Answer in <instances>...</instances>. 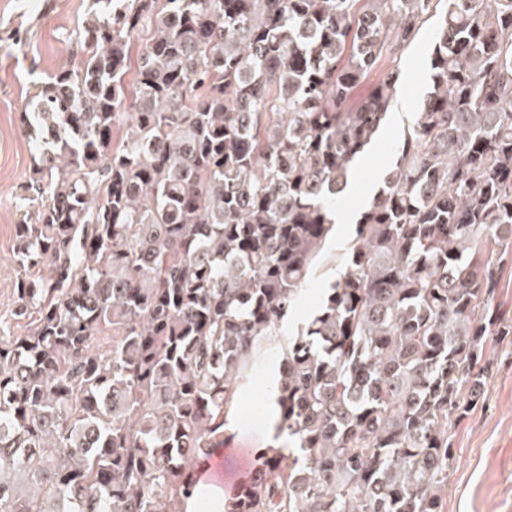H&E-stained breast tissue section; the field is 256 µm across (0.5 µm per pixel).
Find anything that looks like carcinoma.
<instances>
[{"instance_id": "1", "label": "carcinoma", "mask_w": 512, "mask_h": 512, "mask_svg": "<svg viewBox=\"0 0 512 512\" xmlns=\"http://www.w3.org/2000/svg\"><path fill=\"white\" fill-rule=\"evenodd\" d=\"M434 1L92 0L81 62L19 116L38 196L14 227L25 333L0 338V512H185L398 73L355 91ZM430 80L283 351L291 447L224 512H444L448 427L512 330V0H447Z\"/></svg>"}]
</instances>
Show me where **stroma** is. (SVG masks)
<instances>
[{
  "label": "stroma",
  "instance_id": "obj_1",
  "mask_svg": "<svg viewBox=\"0 0 512 512\" xmlns=\"http://www.w3.org/2000/svg\"><path fill=\"white\" fill-rule=\"evenodd\" d=\"M90 0H0V330L17 336L23 328L11 318L15 267V224L27 216L32 195L33 145L18 117L28 109L38 85L75 62L70 38L86 21ZM437 18L427 20L401 57L385 59L364 81L371 88L384 74L398 72L386 124L372 147L358 160L354 189L340 209L346 214L366 205L378 187L422 98L429 92L426 59ZM287 336L271 337L256 359L238 396L239 423L224 434L228 452L219 476L232 489L250 474L266 437L251 426L264 395L268 369L280 365ZM484 395L464 418L453 422L449 437L455 453L448 472L446 512H512V336H492L485 343Z\"/></svg>",
  "mask_w": 512,
  "mask_h": 512
}]
</instances>
